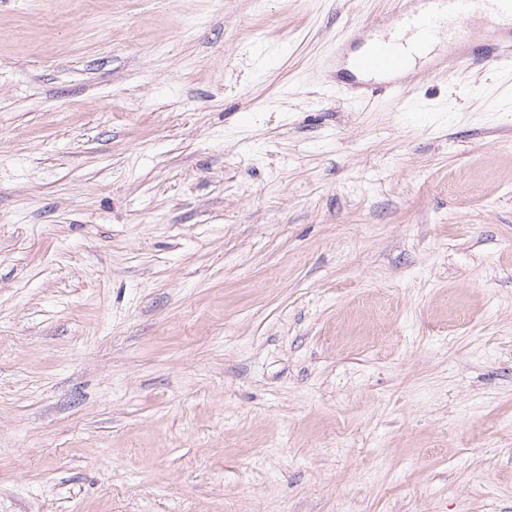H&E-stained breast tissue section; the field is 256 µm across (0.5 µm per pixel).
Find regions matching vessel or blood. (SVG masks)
<instances>
[{
    "label": "vessel or blood",
    "instance_id": "obj_1",
    "mask_svg": "<svg viewBox=\"0 0 512 512\" xmlns=\"http://www.w3.org/2000/svg\"><path fill=\"white\" fill-rule=\"evenodd\" d=\"M484 29L479 47H472L470 24ZM390 35L363 38L352 31L336 42L333 54L342 58L349 45L362 41L365 50L352 65L357 73L385 77L407 70L439 43L448 51L429 69L435 77L460 66L483 62L512 76V0H396L389 19Z\"/></svg>",
    "mask_w": 512,
    "mask_h": 512
}]
</instances>
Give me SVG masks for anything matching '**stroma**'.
I'll use <instances>...</instances> for the list:
<instances>
[{
	"label": "stroma",
	"mask_w": 512,
	"mask_h": 512,
	"mask_svg": "<svg viewBox=\"0 0 512 512\" xmlns=\"http://www.w3.org/2000/svg\"><path fill=\"white\" fill-rule=\"evenodd\" d=\"M389 0H0V512H512V94L336 95Z\"/></svg>",
	"instance_id": "stroma-1"
}]
</instances>
